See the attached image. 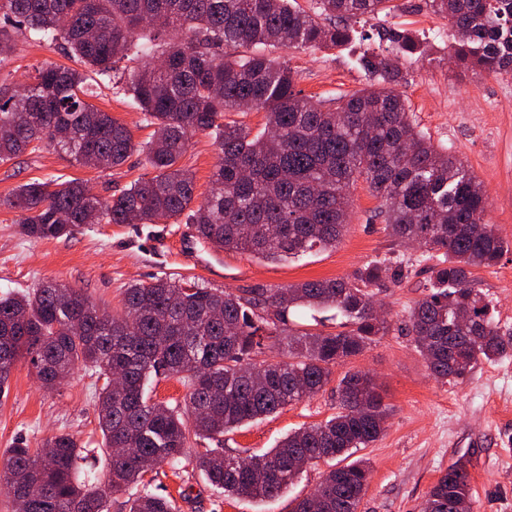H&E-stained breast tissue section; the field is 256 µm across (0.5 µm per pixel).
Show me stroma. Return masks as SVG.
Here are the masks:
<instances>
[{"mask_svg":"<svg viewBox=\"0 0 512 512\" xmlns=\"http://www.w3.org/2000/svg\"><path fill=\"white\" fill-rule=\"evenodd\" d=\"M348 24L375 36L398 28L428 40L424 58L400 60L405 79L398 89L418 128L434 144L451 148L482 181L490 199L487 218L501 237L512 241V76L463 74L451 68L448 22L429 13L424 0H391L389 10L349 19ZM272 55L294 69L303 95L326 107L368 83L345 49L283 48ZM65 62L58 50L30 42L13 54L9 70L13 80L21 82L36 66ZM93 103L123 121L135 143L149 140L153 128L131 98L106 89ZM219 160L210 136L191 137L181 163L194 176L196 200L209 193ZM151 173L142 153L101 170L79 166L46 145L0 163V296L56 281L116 311L126 288L158 278L242 291L348 276L377 258L403 262L408 274L378 295L392 331L333 370L337 378L349 370L370 372L392 408L382 437L362 451L371 473L359 512H422L427 491L464 455L472 459L470 512H512V357L481 364L461 382H441L431 375L412 338L400 330L411 307L426 293L421 251L394 243L377 214L379 202L365 182L349 188L351 219L336 248L289 263L215 249L199 242L182 221L82 224L68 236L36 241L20 234L19 212L8 204L17 186L57 177L81 179L106 202ZM473 279L490 301L501 334L512 335V252L496 266L475 269ZM96 391L95 375L81 366L60 388L46 391L30 362L19 360L0 394V467L17 442L35 448L66 433L85 450V475L102 477L106 463L101 459ZM335 412L336 395L327 389L225 434L221 446L232 454H262L289 432ZM325 469L322 463L308 466L286 494L266 501L223 496L189 465L177 470L166 464L158 467L151 489L175 498L179 512H288L291 501L308 495Z\"/></svg>","mask_w":512,"mask_h":512,"instance_id":"stroma-1","label":"stroma"}]
</instances>
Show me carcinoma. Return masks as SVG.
<instances>
[{
    "label": "carcinoma",
    "instance_id": "carcinoma-1",
    "mask_svg": "<svg viewBox=\"0 0 512 512\" xmlns=\"http://www.w3.org/2000/svg\"><path fill=\"white\" fill-rule=\"evenodd\" d=\"M314 2L308 13L296 0H0V52L33 38L80 65L42 66L22 86L0 77V162L35 142L54 145V130L65 127L72 138L59 151L81 166L114 168L139 150L154 171L108 203L70 179L22 184L9 205L22 212L20 232L35 240L103 220L165 224L185 214L206 243L287 261L336 248L350 221L347 189L361 179L380 200L390 235L401 245L417 243L430 262L427 294L410 310L406 330L435 379L462 381L482 362L512 356V339L500 334L472 279L512 243L486 220L490 202L479 178L418 130L396 90L404 80L396 60L423 53L415 35L388 31L385 56L344 25L386 10L390 0ZM425 4L454 30L449 52L457 69L512 75V0ZM353 42L373 83L334 108L297 91L288 64L266 53ZM241 47L249 53L236 54ZM128 56L139 66L118 67ZM106 81L155 126L143 146L87 101ZM250 102L265 112L261 130L224 121ZM199 133L213 137L221 157L210 194L193 208L194 177L179 160ZM403 276L402 265L383 258L346 277L242 293L158 279L127 288L121 311L112 314L57 283L0 296V388L21 358L46 390L79 364L103 380L104 486L80 478L84 456L70 435L37 448L20 442L0 471L14 512H108L109 497L133 485L141 491L129 512H178L172 498L148 489L146 463L180 465L190 444L315 396L336 366L389 333L391 324L370 305L385 279ZM299 307L335 312L341 330L290 328ZM284 347L285 359L256 362ZM159 375L188 387L184 403L151 397ZM336 396V414L292 431L269 451L229 459L206 448L195 467L227 497L265 501L288 491L298 462L324 461L318 505L296 498L289 512H358L370 466L363 457L347 459L380 437L390 406L362 371L345 373ZM471 463L462 456L448 466L428 490L424 512H456L455 504L470 502Z\"/></svg>",
    "mask_w": 512,
    "mask_h": 512
}]
</instances>
